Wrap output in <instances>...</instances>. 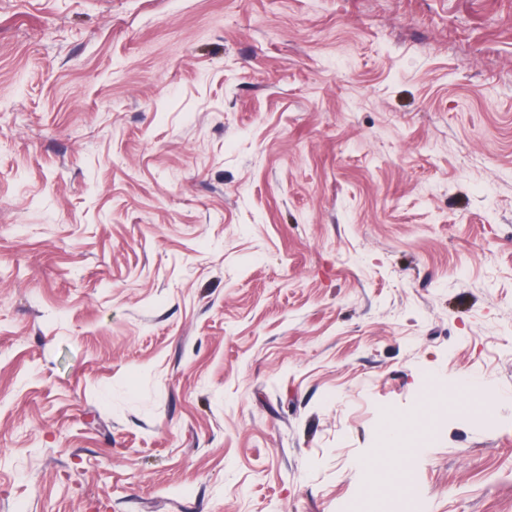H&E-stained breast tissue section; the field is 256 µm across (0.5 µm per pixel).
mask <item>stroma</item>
<instances>
[{"mask_svg":"<svg viewBox=\"0 0 512 512\" xmlns=\"http://www.w3.org/2000/svg\"><path fill=\"white\" fill-rule=\"evenodd\" d=\"M0 512H512V0H0Z\"/></svg>","mask_w":512,"mask_h":512,"instance_id":"1","label":"stroma"}]
</instances>
